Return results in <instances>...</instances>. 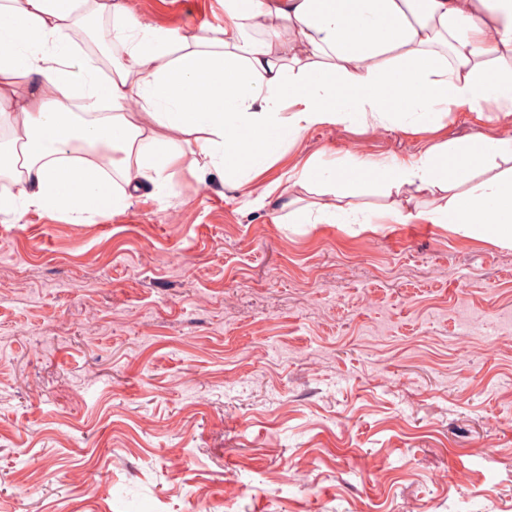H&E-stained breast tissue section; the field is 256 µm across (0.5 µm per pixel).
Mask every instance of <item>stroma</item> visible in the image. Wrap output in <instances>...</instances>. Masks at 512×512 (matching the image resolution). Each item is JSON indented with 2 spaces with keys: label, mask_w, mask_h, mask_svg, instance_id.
<instances>
[{
  "label": "stroma",
  "mask_w": 512,
  "mask_h": 512,
  "mask_svg": "<svg viewBox=\"0 0 512 512\" xmlns=\"http://www.w3.org/2000/svg\"><path fill=\"white\" fill-rule=\"evenodd\" d=\"M505 131L320 127L273 172ZM171 184L81 224L0 214V512H512V244Z\"/></svg>",
  "instance_id": "35a3bbf8"
}]
</instances>
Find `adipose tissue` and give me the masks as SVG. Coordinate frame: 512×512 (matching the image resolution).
<instances>
[{
	"instance_id": "adipose-tissue-1",
	"label": "adipose tissue",
	"mask_w": 512,
	"mask_h": 512,
	"mask_svg": "<svg viewBox=\"0 0 512 512\" xmlns=\"http://www.w3.org/2000/svg\"><path fill=\"white\" fill-rule=\"evenodd\" d=\"M111 19L107 69L71 31ZM512 116V0H224L205 35L147 25L124 0H0V212L124 211L185 165L248 189L310 128L439 129L449 112ZM402 197L382 219L454 224L512 243V139L435 143L412 162L311 156L268 185L322 199L292 224H370L343 199ZM427 196V211L407 202Z\"/></svg>"
}]
</instances>
